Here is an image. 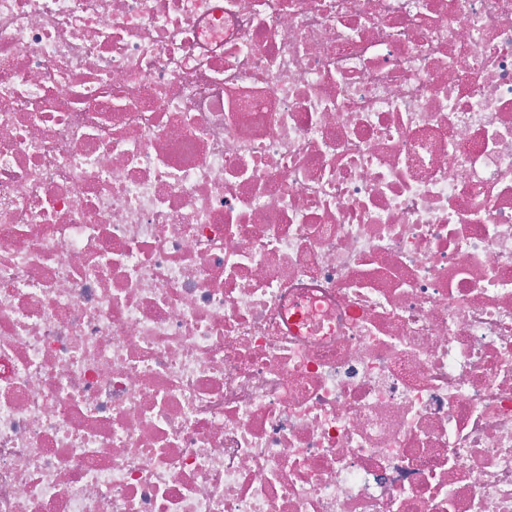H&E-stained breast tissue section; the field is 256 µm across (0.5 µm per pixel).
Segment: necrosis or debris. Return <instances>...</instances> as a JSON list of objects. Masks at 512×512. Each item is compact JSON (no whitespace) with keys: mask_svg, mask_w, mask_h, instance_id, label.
<instances>
[{"mask_svg":"<svg viewBox=\"0 0 512 512\" xmlns=\"http://www.w3.org/2000/svg\"><path fill=\"white\" fill-rule=\"evenodd\" d=\"M0 512H512V0H0Z\"/></svg>","mask_w":512,"mask_h":512,"instance_id":"1","label":"necrosis or debris"}]
</instances>
